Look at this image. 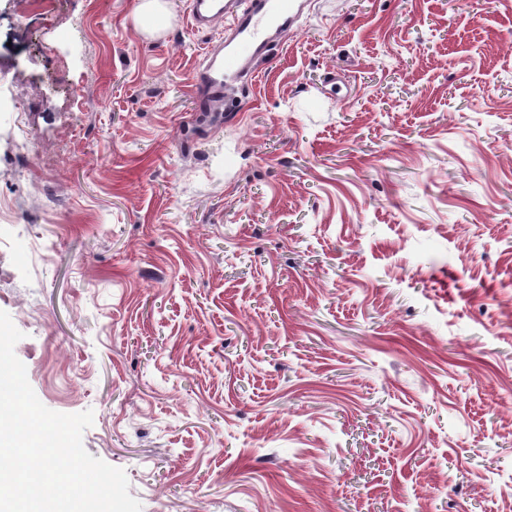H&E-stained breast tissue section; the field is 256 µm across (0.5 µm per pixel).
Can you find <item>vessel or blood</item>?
I'll return each instance as SVG.
<instances>
[{
  "mask_svg": "<svg viewBox=\"0 0 512 512\" xmlns=\"http://www.w3.org/2000/svg\"><path fill=\"white\" fill-rule=\"evenodd\" d=\"M306 0H191L188 23L201 29L224 24V40L208 48L194 80L200 108L222 103L228 82L257 65L281 46L302 17Z\"/></svg>",
  "mask_w": 512,
  "mask_h": 512,
  "instance_id": "1",
  "label": "vessel or blood"
}]
</instances>
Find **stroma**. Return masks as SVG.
I'll list each match as a JSON object with an SVG mask.
<instances>
[{"label":"stroma","instance_id":"1","mask_svg":"<svg viewBox=\"0 0 512 512\" xmlns=\"http://www.w3.org/2000/svg\"><path fill=\"white\" fill-rule=\"evenodd\" d=\"M0 0V311L142 512H512V0H312L195 112L167 0Z\"/></svg>","mask_w":512,"mask_h":512}]
</instances>
